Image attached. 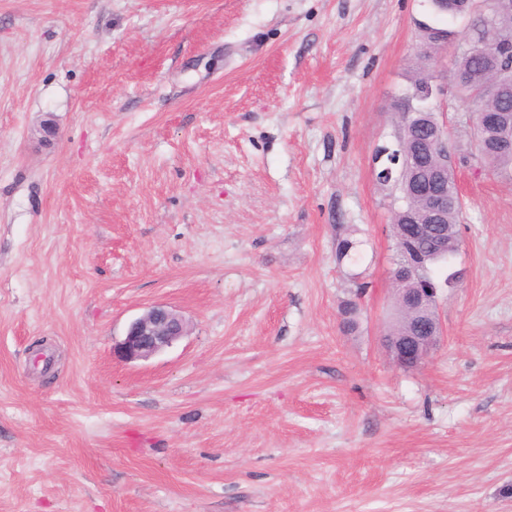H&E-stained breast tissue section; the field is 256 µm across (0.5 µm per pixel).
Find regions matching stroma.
<instances>
[{
  "label": "stroma",
  "mask_w": 512,
  "mask_h": 512,
  "mask_svg": "<svg viewBox=\"0 0 512 512\" xmlns=\"http://www.w3.org/2000/svg\"><path fill=\"white\" fill-rule=\"evenodd\" d=\"M422 20L465 28L428 0H0V512H512V174L453 102L444 334L413 370L382 344L373 156ZM156 304L188 334L121 358Z\"/></svg>",
  "instance_id": "obj_1"
}]
</instances>
